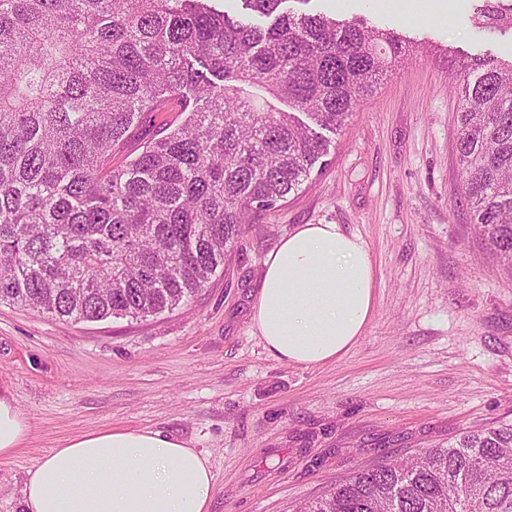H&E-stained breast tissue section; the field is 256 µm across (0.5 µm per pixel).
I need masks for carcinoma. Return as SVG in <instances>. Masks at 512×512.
<instances>
[{
	"instance_id": "cac0c4a2",
	"label": "carcinoma",
	"mask_w": 512,
	"mask_h": 512,
	"mask_svg": "<svg viewBox=\"0 0 512 512\" xmlns=\"http://www.w3.org/2000/svg\"><path fill=\"white\" fill-rule=\"evenodd\" d=\"M209 2L0 0L1 302L74 322L187 303L403 53L361 18ZM476 2L477 27L512 33V0ZM454 78L464 197L512 271V61L475 57ZM173 99L184 119L112 168L136 118ZM302 512H512V425L359 470Z\"/></svg>"
}]
</instances>
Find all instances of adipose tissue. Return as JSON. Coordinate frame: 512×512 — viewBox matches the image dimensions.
I'll use <instances>...</instances> for the list:
<instances>
[{
  "label": "adipose tissue",
  "instance_id": "ef3b65f1",
  "mask_svg": "<svg viewBox=\"0 0 512 512\" xmlns=\"http://www.w3.org/2000/svg\"><path fill=\"white\" fill-rule=\"evenodd\" d=\"M374 268L357 235L336 224H302L268 253L252 328L279 360L332 362L363 335ZM29 420L0 389V457L25 443ZM214 478L189 441L150 430H101L62 442L23 482L24 512H209Z\"/></svg>",
  "mask_w": 512,
  "mask_h": 512
}]
</instances>
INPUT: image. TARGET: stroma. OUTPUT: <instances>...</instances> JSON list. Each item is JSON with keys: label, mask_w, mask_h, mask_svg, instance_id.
Instances as JSON below:
<instances>
[{"label": "stroma", "mask_w": 512, "mask_h": 512, "mask_svg": "<svg viewBox=\"0 0 512 512\" xmlns=\"http://www.w3.org/2000/svg\"><path fill=\"white\" fill-rule=\"evenodd\" d=\"M473 0L404 17L372 0H308L395 32L405 54L331 136L324 168L245 225L232 254L186 305L141 320L66 322L0 303V388L32 434L0 458V512H22L27 470L66 439L152 430L207 453L210 512H298L356 471L469 431L512 423V273L472 230L456 152L467 55L512 60V37L476 28ZM180 117L139 118L112 156ZM301 224H338L367 244L375 303L359 342L306 368L252 332L263 262Z\"/></svg>", "instance_id": "1"}]
</instances>
